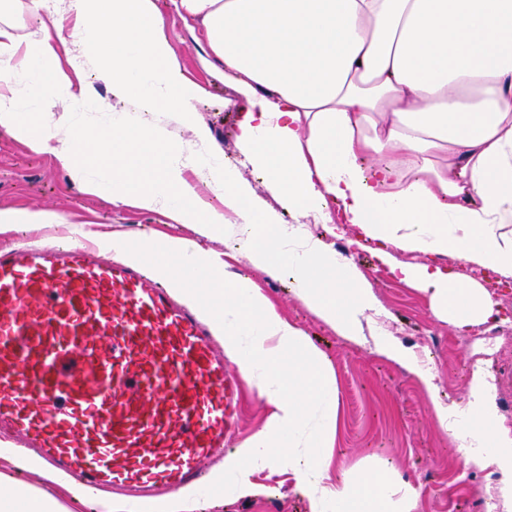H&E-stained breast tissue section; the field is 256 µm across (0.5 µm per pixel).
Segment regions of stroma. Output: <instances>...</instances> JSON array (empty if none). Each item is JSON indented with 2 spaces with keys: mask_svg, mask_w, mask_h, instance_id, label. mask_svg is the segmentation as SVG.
Masks as SVG:
<instances>
[{
  "mask_svg": "<svg viewBox=\"0 0 512 512\" xmlns=\"http://www.w3.org/2000/svg\"><path fill=\"white\" fill-rule=\"evenodd\" d=\"M164 18V34L186 76L203 89L196 102L193 120L207 127L210 148L234 165L241 180L280 223H294L287 206L265 188L259 173L246 164L237 149L238 124L245 100L225 82L221 71L205 66L206 47L197 31L178 16L174 0H156ZM74 15L63 23L45 11L23 10L16 33L21 38L42 28L58 31V62L72 69L77 53L71 32ZM75 84L92 95L111 101L116 111H133L128 101L113 97L110 85L99 81L91 66L73 71ZM47 210L67 221L83 224L100 239L125 233L156 241L179 238L201 243L208 251L225 256L231 271L247 275L262 289L278 312L296 322L307 337L331 362L336 372L339 419L334 448L338 466L365 467L386 464L418 492L419 512H490L496 504L499 473L492 468L465 466L459 448L432 421L433 403L451 405L467 393V381L476 352L484 341L469 340L467 333L438 319L427 295L401 281L388 265L381 263L371 245H349L337 236L332 224L309 223V234L332 251L347 258L357 277L367 283L379 309L365 325L362 341L338 336L313 310L291 291L287 271L270 273L255 267L237 254L233 243L223 237L206 238L193 224H178L165 213L136 205H113L106 198L85 192L60 167L51 153L36 154L21 140L0 131V210ZM499 313L490 329L501 331L502 346L485 366L496 387L499 421L512 429V278L497 289ZM391 337L430 363L436 372V389L427 393L400 365L374 351L376 342ZM271 408L249 382L241 384V416L235 445H242L263 429ZM0 480L20 482L43 489L48 495L69 503L72 512H97L94 503L72 500L66 486L45 483L38 470L18 460L0 458ZM255 483L262 494L241 497L232 474H224L219 489L202 497L199 512H310L307 499L295 489L292 476L260 471Z\"/></svg>",
  "mask_w": 512,
  "mask_h": 512,
  "instance_id": "stroma-1",
  "label": "stroma"
}]
</instances>
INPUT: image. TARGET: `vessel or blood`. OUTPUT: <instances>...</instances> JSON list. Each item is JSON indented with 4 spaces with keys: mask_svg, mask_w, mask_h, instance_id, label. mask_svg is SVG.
I'll use <instances>...</instances> for the list:
<instances>
[{
    "mask_svg": "<svg viewBox=\"0 0 512 512\" xmlns=\"http://www.w3.org/2000/svg\"><path fill=\"white\" fill-rule=\"evenodd\" d=\"M241 380L202 308L101 242L0 247V452L160 512L238 431Z\"/></svg>",
    "mask_w": 512,
    "mask_h": 512,
    "instance_id": "vessel-or-blood-1",
    "label": "vessel or blood"
}]
</instances>
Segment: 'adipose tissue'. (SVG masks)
Here are the masks:
<instances>
[{
	"label": "adipose tissue",
	"mask_w": 512,
	"mask_h": 512,
	"mask_svg": "<svg viewBox=\"0 0 512 512\" xmlns=\"http://www.w3.org/2000/svg\"><path fill=\"white\" fill-rule=\"evenodd\" d=\"M194 22L207 62L244 98L241 156L296 221L279 223L235 168L209 150L210 133L192 123L203 90L184 75L163 37L154 0H71V37L112 91L138 108L191 122L193 139L165 124L113 111L74 93L56 63L51 32L21 41L14 0H0V129L36 153L51 152L86 192L115 205L162 210L203 236L233 239L256 267L287 270L297 298L338 335L352 340L377 306L346 258L309 235L341 205L358 235L380 243V259L428 294L438 318L464 330L495 314L477 281L438 256L512 276V0H175ZM69 111L43 118L47 99ZM85 112H108L95 126ZM195 170L218 196L206 202L185 177ZM428 255L394 261L392 249ZM112 251L149 264L206 306L224 355L271 407L266 427L225 458L239 495L259 494L255 472L285 471L310 512H415V489L388 468L332 477L339 397L331 363L301 327L280 315L246 276L198 243L161 244L116 236ZM379 355L434 390L435 373L413 351L384 340ZM438 428L464 451V463L496 467L497 500L512 512V430L498 421L495 387L474 363L460 403L434 404ZM0 512H71L39 488L16 484Z\"/></svg>",
	"instance_id": "ef3b65f1"
}]
</instances>
